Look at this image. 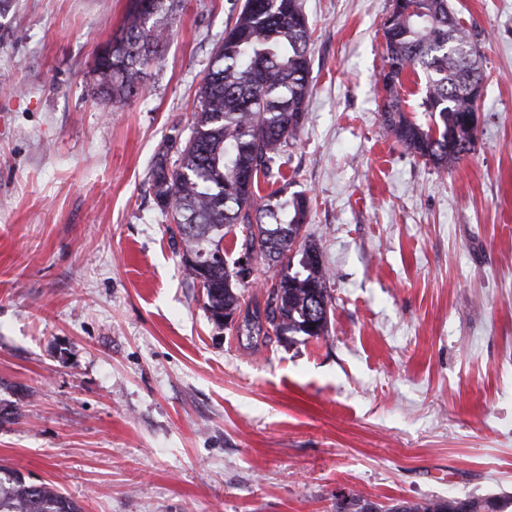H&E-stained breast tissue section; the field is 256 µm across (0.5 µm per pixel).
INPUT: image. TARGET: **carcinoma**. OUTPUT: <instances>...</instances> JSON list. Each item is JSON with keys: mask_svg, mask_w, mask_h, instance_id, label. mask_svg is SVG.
Listing matches in <instances>:
<instances>
[{"mask_svg": "<svg viewBox=\"0 0 512 512\" xmlns=\"http://www.w3.org/2000/svg\"><path fill=\"white\" fill-rule=\"evenodd\" d=\"M407 12L393 0L392 24L383 30L385 92L381 123L406 150L439 170L454 166L475 150L466 117L476 110L470 85L483 80L477 46L482 32L464 27L448 0H419ZM180 0H152V10L129 9L112 55L97 60L99 98L113 110L125 108L143 88L158 62ZM311 31L301 0H245L225 30L197 93L188 140L174 138L158 153L151 189L160 210L176 224L183 242L186 274L201 280L204 308L218 325L241 311L248 281L238 261L214 255L237 227L241 249L275 269L265 307L246 310L243 327L250 339L270 335H329L334 298L328 273L317 260L320 249L305 233L310 199L282 191L259 194L260 179L275 177L273 167L288 141L303 128L312 92ZM424 80V123L401 107L398 87L407 70ZM177 158L169 162V153ZM355 512H489L478 499L402 502L386 510L351 495ZM0 512H81L75 500L48 482L28 483L0 466Z\"/></svg>", "mask_w": 512, "mask_h": 512, "instance_id": "obj_1", "label": "carcinoma"}]
</instances>
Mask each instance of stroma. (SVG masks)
<instances>
[{
	"instance_id": "stroma-1",
	"label": "stroma",
	"mask_w": 512,
	"mask_h": 512,
	"mask_svg": "<svg viewBox=\"0 0 512 512\" xmlns=\"http://www.w3.org/2000/svg\"><path fill=\"white\" fill-rule=\"evenodd\" d=\"M243 2L181 0L119 112L93 69L131 0L0 16V465L83 512L512 499V0H448L485 38L477 144L445 171L381 125L392 0H302L313 89L282 173L334 310L328 338L252 348L150 187Z\"/></svg>"
}]
</instances>
